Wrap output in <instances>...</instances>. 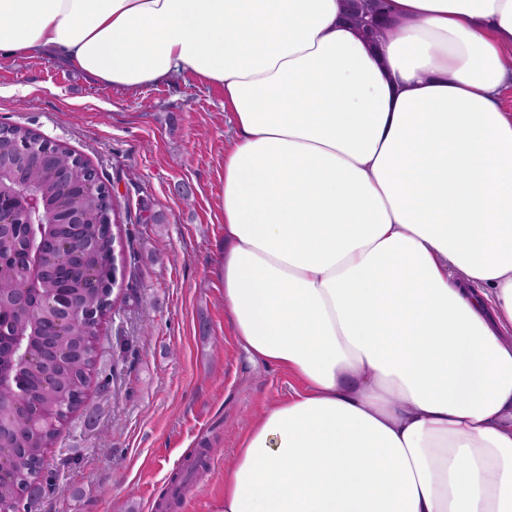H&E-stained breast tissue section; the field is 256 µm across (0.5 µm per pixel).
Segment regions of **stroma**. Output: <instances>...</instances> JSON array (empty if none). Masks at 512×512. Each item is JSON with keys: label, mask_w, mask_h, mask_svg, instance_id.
Here are the masks:
<instances>
[{"label": "stroma", "mask_w": 512, "mask_h": 512, "mask_svg": "<svg viewBox=\"0 0 512 512\" xmlns=\"http://www.w3.org/2000/svg\"><path fill=\"white\" fill-rule=\"evenodd\" d=\"M0 124L22 125L86 157L114 187L123 271L99 328L107 388L50 448L53 487L32 512H155L196 448L214 450L176 512H214L240 435L294 396L287 373L254 364L231 334L216 273L224 245V93L189 72L134 94L46 55L0 56ZM137 293L138 302L124 301Z\"/></svg>", "instance_id": "35a3bbf8"}]
</instances>
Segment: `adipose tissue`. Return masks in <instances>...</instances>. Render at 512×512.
<instances>
[{"label": "adipose tissue", "mask_w": 512, "mask_h": 512, "mask_svg": "<svg viewBox=\"0 0 512 512\" xmlns=\"http://www.w3.org/2000/svg\"><path fill=\"white\" fill-rule=\"evenodd\" d=\"M0 0V55L224 91L232 333L302 386L217 512H512V0ZM349 15L354 24L367 37L386 36L376 22L385 0H349Z\"/></svg>", "instance_id": "ef3b65f1"}]
</instances>
